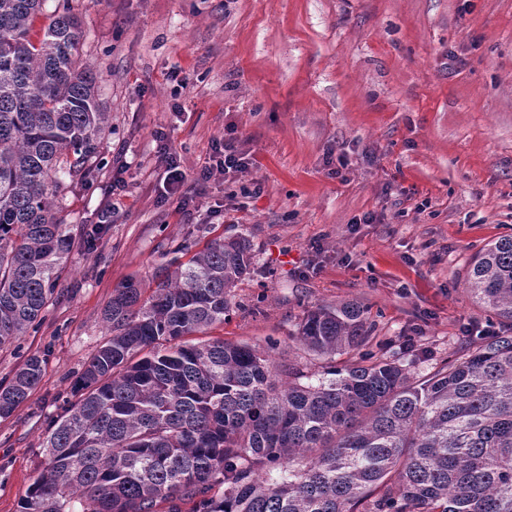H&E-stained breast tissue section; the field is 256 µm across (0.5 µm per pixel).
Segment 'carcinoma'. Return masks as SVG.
Here are the masks:
<instances>
[{"instance_id": "1", "label": "carcinoma", "mask_w": 512, "mask_h": 512, "mask_svg": "<svg viewBox=\"0 0 512 512\" xmlns=\"http://www.w3.org/2000/svg\"><path fill=\"white\" fill-rule=\"evenodd\" d=\"M46 0H0V349L41 321L71 248L55 198L102 164L98 75L80 61L82 21ZM244 237L112 291L111 335L75 400L50 421L48 462L23 512H512V236L476 254L466 291L500 331L426 376L363 357L372 331L354 302L319 305L293 337L340 367H278L208 337L248 273ZM27 356L0 382V419L40 384Z\"/></svg>"}]
</instances>
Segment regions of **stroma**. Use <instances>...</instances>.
<instances>
[{"instance_id": "obj_1", "label": "stroma", "mask_w": 512, "mask_h": 512, "mask_svg": "<svg viewBox=\"0 0 512 512\" xmlns=\"http://www.w3.org/2000/svg\"><path fill=\"white\" fill-rule=\"evenodd\" d=\"M69 4L109 114L104 164L63 183L74 246L40 325L0 350V381L47 359L0 421V512H20L43 468L49 421L109 333L113 289L212 239L246 237L252 253L214 336L279 365L343 364L289 346L317 305H367V350L422 375L461 355L468 327L497 328L465 281L478 251L512 235V0ZM224 140L249 168L199 181ZM170 157L186 176L174 192Z\"/></svg>"}]
</instances>
